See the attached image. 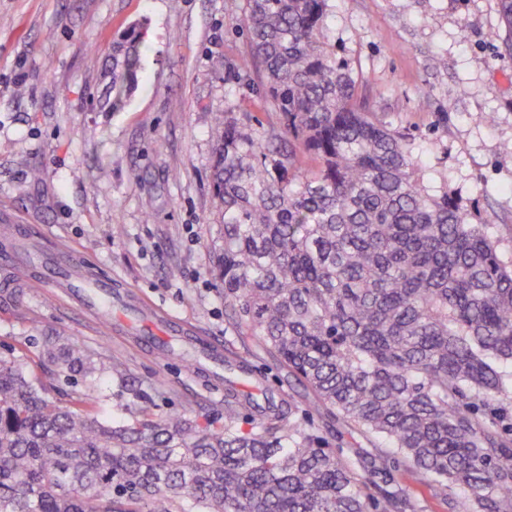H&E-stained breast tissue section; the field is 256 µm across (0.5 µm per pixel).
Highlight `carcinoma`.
<instances>
[{
	"instance_id": "1",
	"label": "carcinoma",
	"mask_w": 512,
	"mask_h": 512,
	"mask_svg": "<svg viewBox=\"0 0 512 512\" xmlns=\"http://www.w3.org/2000/svg\"><path fill=\"white\" fill-rule=\"evenodd\" d=\"M330 2L225 0L252 46L228 73L262 68L288 138L232 112L213 127L225 321L450 512H512V412L493 407L512 393V261L367 110L326 35ZM498 8L512 56V0ZM143 49L134 26L112 47L114 112ZM45 354L85 390L59 405L23 357L0 354V512H417L387 452L345 454L292 398L261 404L228 381L220 429L144 412L114 426L86 405L104 375L136 405L125 366L56 338ZM391 478L406 486L418 501L421 512H448V504L435 488L416 475L402 460L390 463Z\"/></svg>"
}]
</instances>
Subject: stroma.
<instances>
[{"mask_svg":"<svg viewBox=\"0 0 512 512\" xmlns=\"http://www.w3.org/2000/svg\"><path fill=\"white\" fill-rule=\"evenodd\" d=\"M137 22L139 85L115 112L103 104L112 42ZM328 26L371 111L410 134L426 178L461 196L512 259V156L500 151L512 142V57L487 37L501 27L498 0H332ZM249 51L225 0H0V254L61 247L120 294L111 320L92 321L0 266V350L23 356L56 403L77 386L45 356L48 337L124 363L139 408L159 416L223 426L224 367L206 345L252 351L257 376L242 392L307 398L256 340L226 331L212 265V125L231 112L283 132L258 99L262 74H227ZM144 299L188 323L169 348L138 337ZM390 474L421 512H448L405 463Z\"/></svg>","mask_w":512,"mask_h":512,"instance_id":"1","label":"stroma"}]
</instances>
